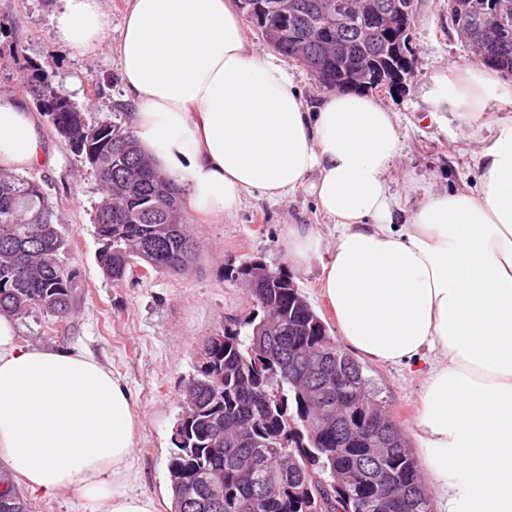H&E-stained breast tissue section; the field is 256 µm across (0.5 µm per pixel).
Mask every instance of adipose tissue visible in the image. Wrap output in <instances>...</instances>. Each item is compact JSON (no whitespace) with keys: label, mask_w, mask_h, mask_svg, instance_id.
Returning a JSON list of instances; mask_svg holds the SVG:
<instances>
[{"label":"adipose tissue","mask_w":512,"mask_h":512,"mask_svg":"<svg viewBox=\"0 0 512 512\" xmlns=\"http://www.w3.org/2000/svg\"><path fill=\"white\" fill-rule=\"evenodd\" d=\"M60 42L88 54L110 38L103 0H63ZM140 148L211 220L244 194L309 187L337 226L320 286L341 340L383 364L423 360L418 427L444 512H512V116L490 118L474 192L427 196L401 229L391 189L399 132L370 95L305 111L287 65L257 54L231 0H128L118 46ZM451 116L512 103V82L449 64L437 76ZM45 161L32 112L0 96V169ZM311 228L289 226L291 265L318 258ZM0 312V460L29 491L79 489L84 512H156L116 494L138 420L125 383L95 357L21 345Z\"/></svg>","instance_id":"ef3b65f1"}]
</instances>
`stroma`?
<instances>
[{
	"label": "stroma",
	"mask_w": 512,
	"mask_h": 512,
	"mask_svg": "<svg viewBox=\"0 0 512 512\" xmlns=\"http://www.w3.org/2000/svg\"><path fill=\"white\" fill-rule=\"evenodd\" d=\"M58 11V0H0V96L34 108L28 81L35 64L82 107L88 124L106 119L128 124L131 95L120 76L116 44H102L86 58L71 56L56 38ZM410 40L415 70L405 92L380 96L399 127L392 187L406 192L409 213L428 194L475 189L473 156L489 135L486 116L469 113L449 119L433 81L450 63L477 64L452 25L448 0H422ZM42 129L53 163L29 169L24 176L37 181L49 197L68 241L60 259L75 273L77 288L67 320L37 311L22 316L20 340L89 351L124 379L138 427L128 470L113 489L145 495L154 500L157 512H171L167 462L183 386L207 338L239 327L254 310L247 288L227 280V266L259 258L270 268L287 270L329 335H336L335 317L320 295V263L291 267L283 247L289 225L308 224L321 240V257H328L335 225L320 213L308 189L284 200L253 192L216 223L186 213L200 245L199 259L189 273L137 271L115 282L96 260L100 242L94 215L102 187L50 124ZM362 365L381 390L409 448L418 451L420 377L404 366L367 359Z\"/></svg>",
	"instance_id": "1"
}]
</instances>
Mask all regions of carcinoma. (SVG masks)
Returning <instances> with one entry per match:
<instances>
[{
  "mask_svg": "<svg viewBox=\"0 0 512 512\" xmlns=\"http://www.w3.org/2000/svg\"><path fill=\"white\" fill-rule=\"evenodd\" d=\"M336 1L345 19L340 25L321 17V4ZM259 2L261 38L279 25L294 30L274 49L295 61L308 58L326 88L354 90L350 71L387 77L412 59L410 52L396 59L387 48L414 22L418 0H400L404 12L390 24L380 21L386 0ZM285 2L292 4L286 14L279 9ZM451 20L457 33L481 44L484 65L512 74V16L498 14V0H456ZM362 24L373 27L372 37L357 35ZM29 93L39 97L53 131L86 157L92 126L83 112L38 68ZM101 125L109 133L97 150L118 156L112 169L93 170L104 188L94 219L101 269L114 281L138 263L155 272L190 269L198 246L185 224L180 187L152 167L130 128ZM65 246L40 185L0 171V309L67 318L76 276L60 260ZM272 274L273 287L250 289L253 315L207 339L185 385L168 463L173 512H377L387 492L390 512H432L422 465L410 449H395L376 466L379 480L372 478L364 457L378 437L371 409L387 404L288 273ZM308 382L320 385L322 400L308 398ZM334 469L350 475L340 492L324 484ZM216 484L224 488L221 503L211 499ZM0 512H30L1 469Z\"/></svg>",
  "mask_w": 512,
  "mask_h": 512,
  "instance_id": "obj_1",
  "label": "carcinoma"
}]
</instances>
